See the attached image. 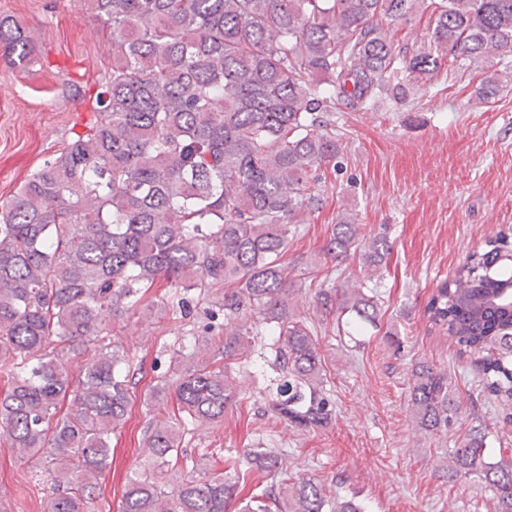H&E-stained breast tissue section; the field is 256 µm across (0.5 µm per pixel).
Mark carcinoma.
Returning <instances> with one entry per match:
<instances>
[{"label":"carcinoma","instance_id":"carcinoma-1","mask_svg":"<svg viewBox=\"0 0 512 512\" xmlns=\"http://www.w3.org/2000/svg\"><path fill=\"white\" fill-rule=\"evenodd\" d=\"M112 30V72L95 96V120L0 202V437L22 460L53 464L48 512H86L111 465L138 370L108 338L113 312L131 310L161 278L172 305L225 283L233 329L207 349L224 356L185 367L173 352L150 390L173 391L150 424V465L124 485L120 512H227L236 483L219 469L171 485L165 469L188 461V424H218L237 399L233 365L251 354L261 323L278 332L275 362L288 377L271 408L288 425L318 431L332 419L324 366L306 321L290 311L280 259L304 213L318 208L316 172L344 146L330 113L401 105L443 67L482 68L475 101L502 88L494 56L512 55V0H77ZM430 13L417 48L395 35ZM0 55L20 70L37 59L33 37L0 16ZM499 232L437 289L430 321L483 375L484 391L512 403V310L503 293ZM392 244L336 224L323 248L342 263L360 252L371 271ZM316 307L360 323L378 315L377 289H320ZM85 356L78 371L72 359ZM74 409L61 412L67 396ZM457 389L436 364H415L410 411L417 431L446 435ZM487 427L448 452V479L490 487L512 512V461L491 455ZM245 462L273 476L240 512H325V486L295 480L280 454L251 448Z\"/></svg>","mask_w":512,"mask_h":512}]
</instances>
